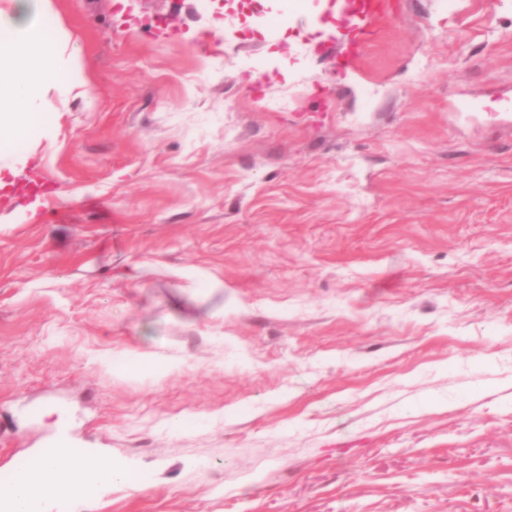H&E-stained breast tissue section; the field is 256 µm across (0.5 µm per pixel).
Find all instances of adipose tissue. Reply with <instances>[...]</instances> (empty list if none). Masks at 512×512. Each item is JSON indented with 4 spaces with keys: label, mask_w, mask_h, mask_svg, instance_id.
Listing matches in <instances>:
<instances>
[{
    "label": "adipose tissue",
    "mask_w": 512,
    "mask_h": 512,
    "mask_svg": "<svg viewBox=\"0 0 512 512\" xmlns=\"http://www.w3.org/2000/svg\"><path fill=\"white\" fill-rule=\"evenodd\" d=\"M12 27L16 39L10 50L0 51V138L17 139L33 120L42 115V96L50 84H64L72 52L60 37L48 36L37 19L18 15L0 16V27ZM127 470L110 458L72 448L62 439L37 454L29 475L19 478L9 492L11 512H29L32 499H39L43 512H51V491L63 490L73 506L86 512L112 486L126 483Z\"/></svg>",
    "instance_id": "obj_1"
}]
</instances>
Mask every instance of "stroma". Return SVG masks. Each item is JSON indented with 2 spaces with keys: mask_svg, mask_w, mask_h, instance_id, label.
Segmentation results:
<instances>
[{
  "mask_svg": "<svg viewBox=\"0 0 512 512\" xmlns=\"http://www.w3.org/2000/svg\"><path fill=\"white\" fill-rule=\"evenodd\" d=\"M0 0L64 34L0 158V477L92 512H512V0ZM49 186L31 199L16 186ZM336 14V23L351 33L350 51H355L375 33L380 18L388 9V0H342ZM130 473L112 463L111 458L72 448L65 439L42 448L32 471L19 478L9 492V509L29 512L33 497L42 503L41 511L53 509L49 490H64L75 507L88 509L98 502L112 486L129 481ZM34 477L36 484L31 482Z\"/></svg>",
  "mask_w": 512,
  "mask_h": 512,
  "instance_id": "35a3bbf8",
  "label": "stroma"
}]
</instances>
